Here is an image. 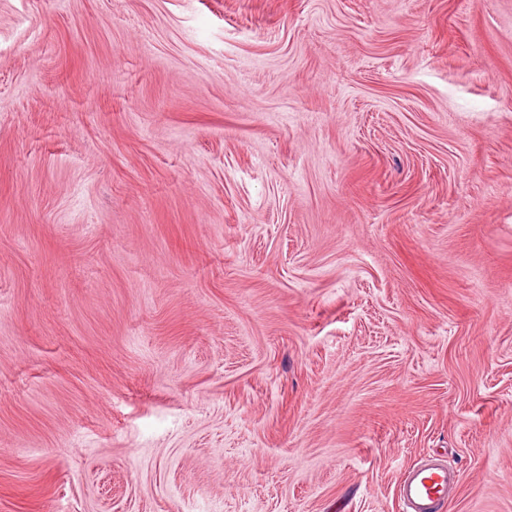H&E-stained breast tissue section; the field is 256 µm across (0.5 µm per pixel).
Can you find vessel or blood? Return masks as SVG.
Returning a JSON list of instances; mask_svg holds the SVG:
<instances>
[{"instance_id":"obj_1","label":"vessel or blood","mask_w":512,"mask_h":512,"mask_svg":"<svg viewBox=\"0 0 512 512\" xmlns=\"http://www.w3.org/2000/svg\"><path fill=\"white\" fill-rule=\"evenodd\" d=\"M454 473L445 459L429 455L410 466L399 483L404 512H438L448 498Z\"/></svg>"}]
</instances>
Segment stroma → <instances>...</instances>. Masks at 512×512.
<instances>
[{"label": "stroma", "instance_id": "35a3bbf8", "mask_svg": "<svg viewBox=\"0 0 512 512\" xmlns=\"http://www.w3.org/2000/svg\"><path fill=\"white\" fill-rule=\"evenodd\" d=\"M512 512V0H0V512ZM454 472L440 456L428 455L410 466L399 483L404 512H438L448 499V486Z\"/></svg>", "mask_w": 512, "mask_h": 512}]
</instances>
